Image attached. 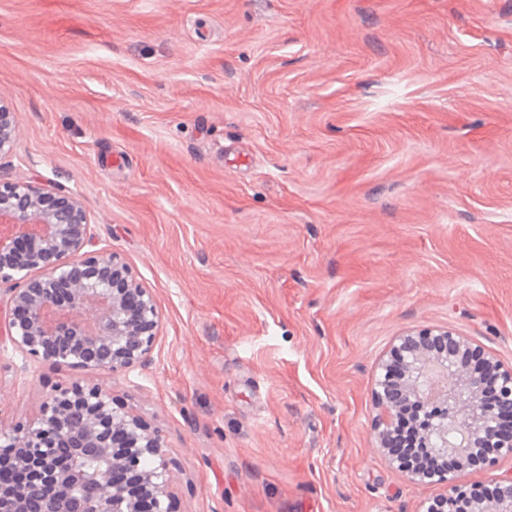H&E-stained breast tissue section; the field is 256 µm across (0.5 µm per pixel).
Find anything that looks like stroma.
I'll return each mask as SVG.
<instances>
[{
  "label": "stroma",
  "instance_id": "35a3bbf8",
  "mask_svg": "<svg viewBox=\"0 0 512 512\" xmlns=\"http://www.w3.org/2000/svg\"><path fill=\"white\" fill-rule=\"evenodd\" d=\"M0 178L79 195L155 295L90 379L176 512H419L376 364L449 327L512 365V0H0ZM80 370L0 334V428ZM18 120L16 112L0 100V160L11 156L16 148Z\"/></svg>",
  "mask_w": 512,
  "mask_h": 512
}]
</instances>
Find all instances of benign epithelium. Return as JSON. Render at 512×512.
I'll return each mask as SVG.
<instances>
[{
  "instance_id": "1",
  "label": "benign epithelium",
  "mask_w": 512,
  "mask_h": 512,
  "mask_svg": "<svg viewBox=\"0 0 512 512\" xmlns=\"http://www.w3.org/2000/svg\"><path fill=\"white\" fill-rule=\"evenodd\" d=\"M17 137V115L0 101V159ZM2 288L5 333L29 357L88 373L149 360L161 326L152 290L112 250L95 248L81 199L50 182L0 179ZM373 399L376 447L388 465L417 486L443 488L421 512H512V472L492 476L490 493L460 509L466 467L410 468L388 452L398 415L414 401L442 436L430 454L463 461L487 447L480 463L490 472L511 460V366L452 328L409 330L380 358ZM0 447L28 475L0 484V512H141L146 498L153 512H175L161 435L87 379L56 387L36 418L1 429Z\"/></svg>"
}]
</instances>
